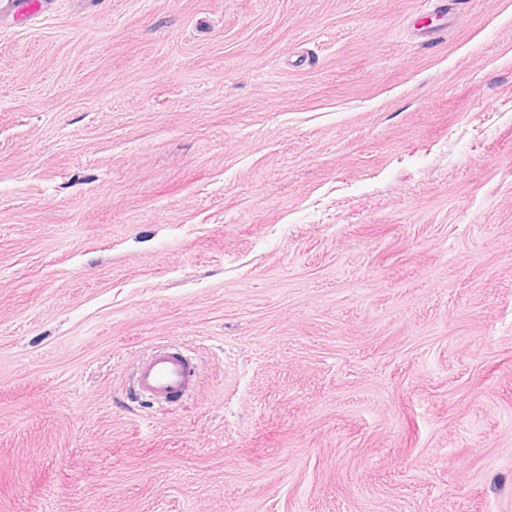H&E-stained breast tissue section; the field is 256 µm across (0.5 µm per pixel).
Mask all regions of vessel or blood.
Wrapping results in <instances>:
<instances>
[{
  "label": "vessel or blood",
  "instance_id": "vessel-or-blood-1",
  "mask_svg": "<svg viewBox=\"0 0 512 512\" xmlns=\"http://www.w3.org/2000/svg\"><path fill=\"white\" fill-rule=\"evenodd\" d=\"M50 0H0V12L13 19L25 20L46 12ZM195 381L191 362L167 348L154 351L139 363L135 382L138 393L158 401H166L189 391Z\"/></svg>",
  "mask_w": 512,
  "mask_h": 512
}]
</instances>
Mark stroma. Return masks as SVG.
I'll list each match as a JSON object with an SVG mask.
<instances>
[{
  "label": "stroma",
  "instance_id": "35a3bbf8",
  "mask_svg": "<svg viewBox=\"0 0 512 512\" xmlns=\"http://www.w3.org/2000/svg\"><path fill=\"white\" fill-rule=\"evenodd\" d=\"M0 512H512V0L1 17ZM195 381L191 362L168 348L154 351L139 363L135 382L137 392L157 401H167L189 391Z\"/></svg>",
  "mask_w": 512,
  "mask_h": 512
}]
</instances>
